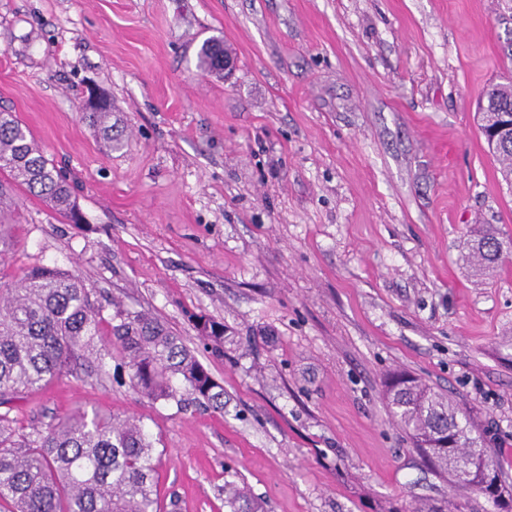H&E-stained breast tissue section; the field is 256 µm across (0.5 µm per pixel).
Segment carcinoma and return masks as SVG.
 <instances>
[{"mask_svg": "<svg viewBox=\"0 0 512 512\" xmlns=\"http://www.w3.org/2000/svg\"><path fill=\"white\" fill-rule=\"evenodd\" d=\"M224 41L205 40L199 67L222 73ZM112 106L85 113V119L112 140ZM0 239L14 228L6 217L14 209L13 185L47 202L73 223L79 208L66 177L45 157L13 112H0ZM501 241L491 231L467 241L465 258L485 271L502 263ZM111 323L104 306L91 299L81 276L38 264L14 284L0 288V406L40 388L82 361L99 367L117 352L140 394L173 401L178 409L204 406L224 412V385L164 322L115 305ZM198 336L224 348V324L191 315ZM391 413L405 427L414 447L435 468L451 471L454 482L491 492L503 474L501 461L487 467L485 437L468 412L449 395L404 372L385 381ZM155 441L142 421L110 413L77 412L42 429L19 433L8 414H0V509L7 512H157ZM228 512H265L261 501L234 482L224 483Z\"/></svg>", "mask_w": 512, "mask_h": 512, "instance_id": "1", "label": "carcinoma"}]
</instances>
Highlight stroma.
Masks as SVG:
<instances>
[{"instance_id": "1", "label": "stroma", "mask_w": 512, "mask_h": 512, "mask_svg": "<svg viewBox=\"0 0 512 512\" xmlns=\"http://www.w3.org/2000/svg\"><path fill=\"white\" fill-rule=\"evenodd\" d=\"M512 0H0V111L70 183L72 224L24 189L0 284L75 269L94 299L165 322L224 383L223 412L140 396L79 367L29 391L26 433L81 410L143 421L161 512H494L412 448L382 384L451 395L512 485V261L462 260L474 231L512 239V185L476 120L512 78ZM221 37L235 69L202 70ZM112 105V136L79 110ZM224 325L223 353L189 313ZM224 507L229 508L228 512H265L261 501L234 482L224 484Z\"/></svg>"}]
</instances>
